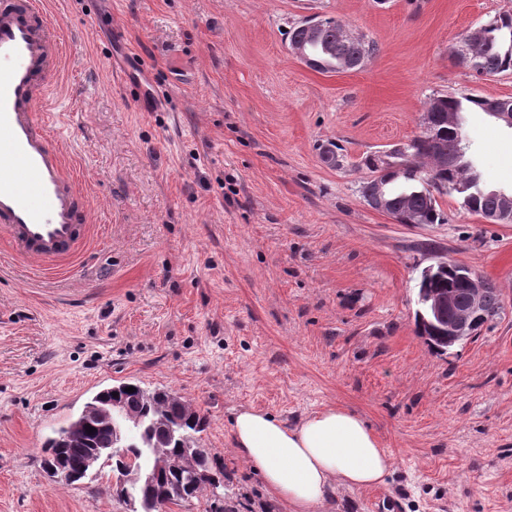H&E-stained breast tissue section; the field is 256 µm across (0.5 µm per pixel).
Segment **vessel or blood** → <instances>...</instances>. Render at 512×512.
<instances>
[{
    "instance_id": "vessel-or-blood-1",
    "label": "vessel or blood",
    "mask_w": 512,
    "mask_h": 512,
    "mask_svg": "<svg viewBox=\"0 0 512 512\" xmlns=\"http://www.w3.org/2000/svg\"><path fill=\"white\" fill-rule=\"evenodd\" d=\"M51 27L45 0H0V237L41 271L67 265L90 231L50 92L64 52Z\"/></svg>"
}]
</instances>
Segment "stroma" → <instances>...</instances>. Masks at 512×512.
<instances>
[{
	"instance_id": "obj_1",
	"label": "stroma",
	"mask_w": 512,
	"mask_h": 512,
	"mask_svg": "<svg viewBox=\"0 0 512 512\" xmlns=\"http://www.w3.org/2000/svg\"><path fill=\"white\" fill-rule=\"evenodd\" d=\"M67 152L93 236L63 272L0 245V512H129L110 466L65 484L43 444L99 390L167 388L207 418L196 443L224 486L172 512H290L236 453L234 413L295 425L329 406L393 461L380 486L316 512H512V223L439 199L411 226L358 192L363 158L407 143L439 94L512 98L453 48L512 0H51ZM332 17L378 50L320 73L289 54L294 23ZM487 188L512 191V128L463 115ZM341 146L343 164L324 163ZM454 260L504 309L434 353L415 331L424 268Z\"/></svg>"
}]
</instances>
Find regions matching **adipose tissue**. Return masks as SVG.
<instances>
[{"mask_svg":"<svg viewBox=\"0 0 512 512\" xmlns=\"http://www.w3.org/2000/svg\"><path fill=\"white\" fill-rule=\"evenodd\" d=\"M231 433L236 450L291 512H313L337 487L382 484L392 468L368 423L347 409L327 407L293 426L264 411L243 410Z\"/></svg>","mask_w":512,"mask_h":512,"instance_id":"1","label":"adipose tissue"}]
</instances>
